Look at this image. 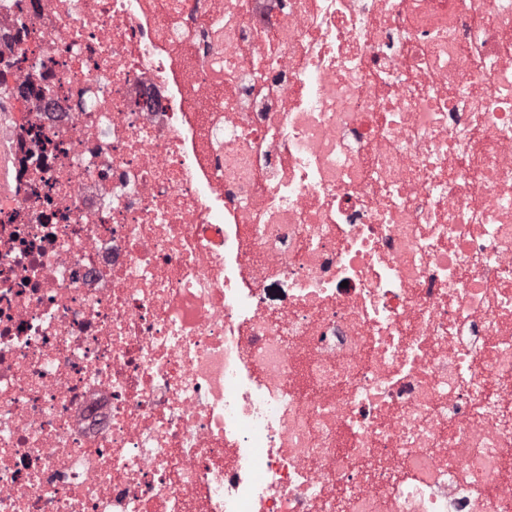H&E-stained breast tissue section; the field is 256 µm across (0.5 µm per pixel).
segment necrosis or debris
Listing matches in <instances>:
<instances>
[{"label": "necrosis or debris", "instance_id": "4bbe7bcc", "mask_svg": "<svg viewBox=\"0 0 512 512\" xmlns=\"http://www.w3.org/2000/svg\"><path fill=\"white\" fill-rule=\"evenodd\" d=\"M0 512H512V0H0Z\"/></svg>", "mask_w": 512, "mask_h": 512}]
</instances>
